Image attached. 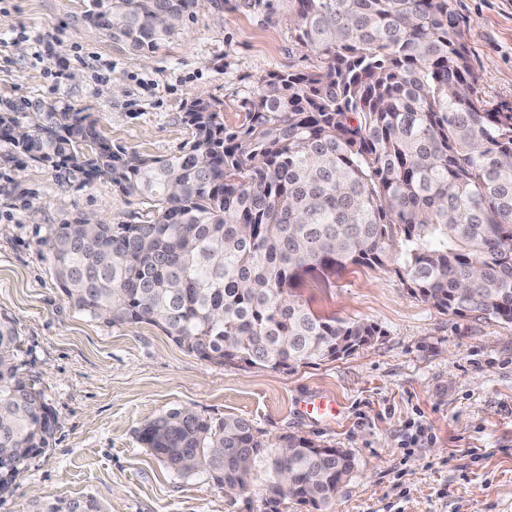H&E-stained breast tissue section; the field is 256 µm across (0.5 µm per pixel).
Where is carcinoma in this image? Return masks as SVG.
I'll return each mask as SVG.
<instances>
[{
	"mask_svg": "<svg viewBox=\"0 0 512 512\" xmlns=\"http://www.w3.org/2000/svg\"><path fill=\"white\" fill-rule=\"evenodd\" d=\"M193 0H91L98 27L151 52ZM313 71L262 79L239 129L221 103L184 113L192 140L155 158L112 147L79 112H48L19 147L146 206L138 224H59L43 240L60 287L109 324L147 323L217 364L288 369L369 344L376 328L315 313L296 290L349 265L403 271L436 308L512 323V106L491 105L453 0H288ZM14 322L0 317V492L50 445L56 414ZM141 442L181 475L231 493L264 475L263 512L286 500L327 512L354 468L340 448L285 435L271 445L243 417L171 409ZM288 448V484L273 461ZM34 512H102L92 497Z\"/></svg>",
	"mask_w": 512,
	"mask_h": 512,
	"instance_id": "carcinoma-1",
	"label": "carcinoma"
}]
</instances>
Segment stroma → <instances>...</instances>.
Listing matches in <instances>:
<instances>
[{
  "instance_id": "obj_1",
  "label": "stroma",
  "mask_w": 512,
  "mask_h": 512,
  "mask_svg": "<svg viewBox=\"0 0 512 512\" xmlns=\"http://www.w3.org/2000/svg\"><path fill=\"white\" fill-rule=\"evenodd\" d=\"M484 99L512 104V0H454ZM89 0H0V113L80 112L113 145L153 157L191 139L198 99L241 126L258 82L311 71L288 0H195L155 51L113 40ZM145 206L0 140V316L11 319L57 425L20 467L0 512L35 500H99L105 512H262L261 481L228 496L207 472L181 476L145 448V423L188 408L248 419L269 442L295 434L347 450L354 469L330 512H512V323L445 312L393 264L351 266L301 293L319 314L375 325L371 344L290 369L218 365L145 323L111 325L59 288L43 240L96 216L132 224ZM334 401L337 415L310 413Z\"/></svg>"
}]
</instances>
